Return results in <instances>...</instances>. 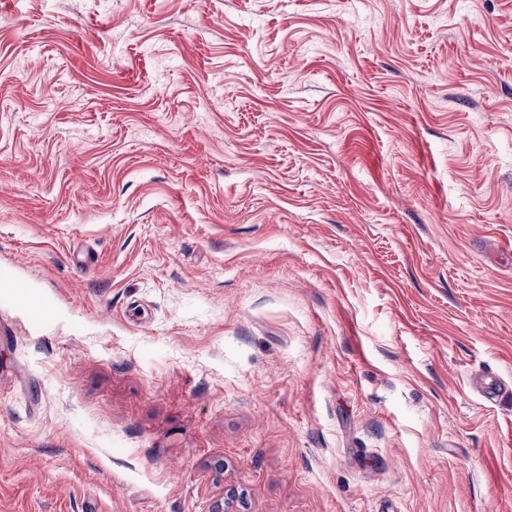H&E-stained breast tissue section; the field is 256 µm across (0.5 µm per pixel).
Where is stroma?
<instances>
[{
	"label": "stroma",
	"mask_w": 512,
	"mask_h": 512,
	"mask_svg": "<svg viewBox=\"0 0 512 512\" xmlns=\"http://www.w3.org/2000/svg\"><path fill=\"white\" fill-rule=\"evenodd\" d=\"M0 512H512V0H0Z\"/></svg>",
	"instance_id": "obj_1"
}]
</instances>
